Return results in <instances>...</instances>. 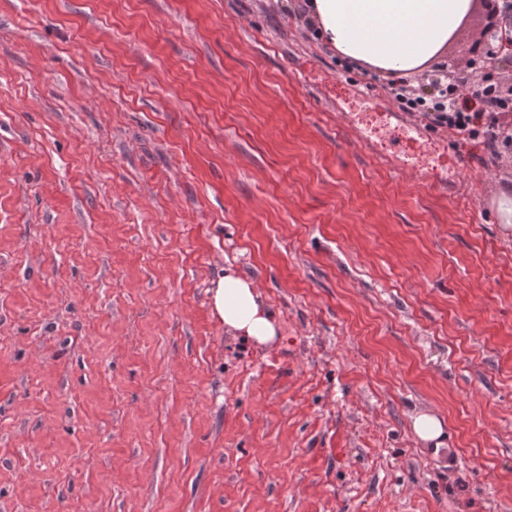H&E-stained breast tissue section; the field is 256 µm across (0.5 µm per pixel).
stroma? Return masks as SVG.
Returning a JSON list of instances; mask_svg holds the SVG:
<instances>
[{"instance_id":"1","label":"stroma","mask_w":512,"mask_h":512,"mask_svg":"<svg viewBox=\"0 0 512 512\" xmlns=\"http://www.w3.org/2000/svg\"><path fill=\"white\" fill-rule=\"evenodd\" d=\"M316 28L0 0V512H512V151L444 188L447 131ZM230 265L275 344L212 315ZM413 428L422 441H435L443 436V422L434 414H418L413 419Z\"/></svg>"}]
</instances>
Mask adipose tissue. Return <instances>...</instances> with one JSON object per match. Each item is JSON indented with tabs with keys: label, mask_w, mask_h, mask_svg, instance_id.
Returning a JSON list of instances; mask_svg holds the SVG:
<instances>
[{
	"label": "adipose tissue",
	"mask_w": 512,
	"mask_h": 512,
	"mask_svg": "<svg viewBox=\"0 0 512 512\" xmlns=\"http://www.w3.org/2000/svg\"><path fill=\"white\" fill-rule=\"evenodd\" d=\"M471 0H313L321 33L343 56L380 73L422 70L447 46ZM213 315L225 329L267 346L278 336L277 320L253 283L226 269L210 290Z\"/></svg>",
	"instance_id": "1"
}]
</instances>
